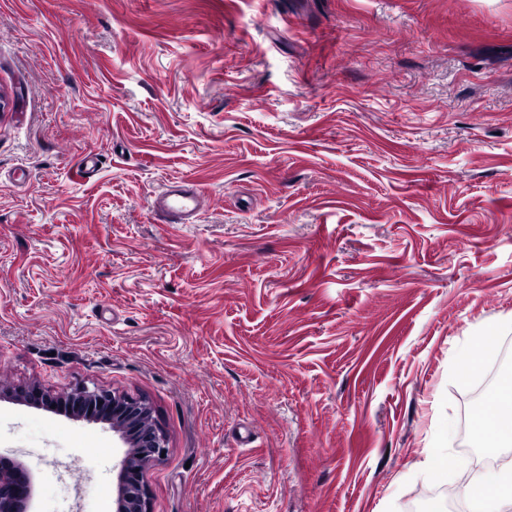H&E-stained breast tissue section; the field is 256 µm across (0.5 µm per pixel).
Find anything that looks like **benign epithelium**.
<instances>
[{
	"label": "benign epithelium",
	"mask_w": 512,
	"mask_h": 512,
	"mask_svg": "<svg viewBox=\"0 0 512 512\" xmlns=\"http://www.w3.org/2000/svg\"><path fill=\"white\" fill-rule=\"evenodd\" d=\"M16 401L46 408L56 406L79 419L110 422L124 430L134 452L122 460L118 475L116 512H150V498L143 481L149 466L162 463L167 436L161 425L145 423L144 401L95 386L74 388L68 401L61 403L52 392L39 385L20 386L7 394ZM31 480L27 470L0 459V512H28Z\"/></svg>",
	"instance_id": "obj_1"
}]
</instances>
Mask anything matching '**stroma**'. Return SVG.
<instances>
[{"label": "stroma", "instance_id": "obj_1", "mask_svg": "<svg viewBox=\"0 0 512 512\" xmlns=\"http://www.w3.org/2000/svg\"><path fill=\"white\" fill-rule=\"evenodd\" d=\"M496 326L512 369V0H0V388L144 399L151 512H467ZM127 450L0 398L31 512ZM203 203L204 199L196 189L173 182L154 196L151 212L162 224H193Z\"/></svg>", "mask_w": 512, "mask_h": 512}]
</instances>
